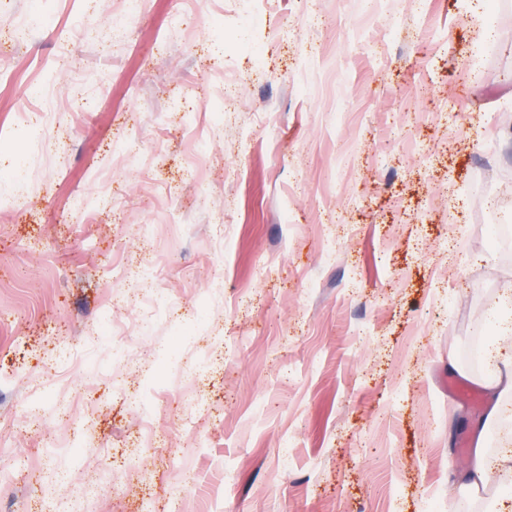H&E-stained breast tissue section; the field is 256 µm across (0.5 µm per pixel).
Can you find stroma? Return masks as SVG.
I'll list each match as a JSON object with an SVG mask.
<instances>
[{"label":"stroma","mask_w":512,"mask_h":512,"mask_svg":"<svg viewBox=\"0 0 512 512\" xmlns=\"http://www.w3.org/2000/svg\"><path fill=\"white\" fill-rule=\"evenodd\" d=\"M125 8L0 0V512H512V0ZM496 375L488 383L498 396L512 395V358L497 360ZM491 472V463L479 450L468 461L462 478L469 488L477 489L487 483Z\"/></svg>","instance_id":"35a3bbf8"}]
</instances>
